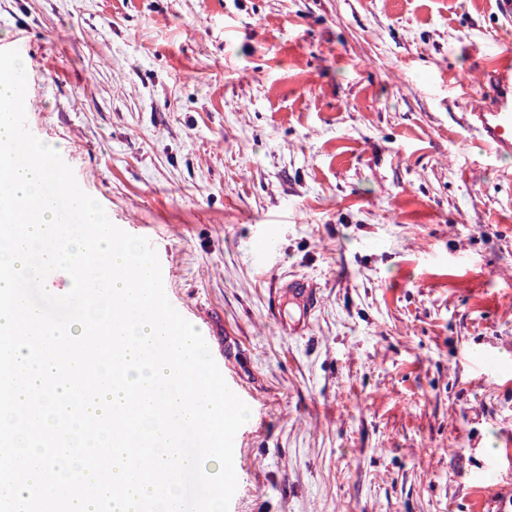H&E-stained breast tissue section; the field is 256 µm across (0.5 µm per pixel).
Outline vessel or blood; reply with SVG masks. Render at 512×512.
Segmentation results:
<instances>
[{
	"label": "vessel or blood",
	"instance_id": "obj_1",
	"mask_svg": "<svg viewBox=\"0 0 512 512\" xmlns=\"http://www.w3.org/2000/svg\"><path fill=\"white\" fill-rule=\"evenodd\" d=\"M466 124L481 137L492 157L512 153V46L501 47L500 64L491 98L483 108L466 113ZM288 301L307 321L317 304L315 288L303 280L288 281Z\"/></svg>",
	"mask_w": 512,
	"mask_h": 512
}]
</instances>
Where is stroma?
<instances>
[{"instance_id":"stroma-1","label":"stroma","mask_w":512,"mask_h":512,"mask_svg":"<svg viewBox=\"0 0 512 512\" xmlns=\"http://www.w3.org/2000/svg\"><path fill=\"white\" fill-rule=\"evenodd\" d=\"M14 41L33 133L251 410L229 512H512V157L462 122L497 0H0ZM289 304L294 305L299 310V319L297 329L302 328L317 304V295L315 288L307 282L300 279L288 281Z\"/></svg>"}]
</instances>
